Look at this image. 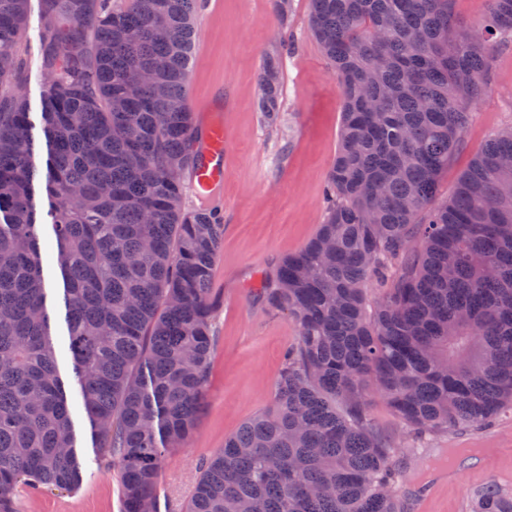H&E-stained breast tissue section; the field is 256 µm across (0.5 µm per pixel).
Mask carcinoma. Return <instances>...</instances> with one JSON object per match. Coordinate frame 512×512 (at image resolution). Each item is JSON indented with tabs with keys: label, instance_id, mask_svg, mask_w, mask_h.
<instances>
[{
	"label": "carcinoma",
	"instance_id": "cac0c4a2",
	"mask_svg": "<svg viewBox=\"0 0 512 512\" xmlns=\"http://www.w3.org/2000/svg\"><path fill=\"white\" fill-rule=\"evenodd\" d=\"M27 0H0V512L78 487L32 187L16 50ZM45 191L68 351L123 512L157 509L159 470L208 392L224 224L187 208L201 130L187 98L198 0H42ZM344 107L325 218L260 283L297 324L271 407L201 465L188 512H400L374 392L414 433L480 426L512 406V129L436 205L464 144L512 0L464 28L453 0H310ZM283 60L263 64L279 111ZM383 295L371 304V282ZM474 512H512L487 485Z\"/></svg>",
	"mask_w": 512,
	"mask_h": 512
}]
</instances>
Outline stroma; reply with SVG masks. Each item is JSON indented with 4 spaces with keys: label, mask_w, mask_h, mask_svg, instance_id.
<instances>
[{
    "label": "stroma",
    "mask_w": 512,
    "mask_h": 512,
    "mask_svg": "<svg viewBox=\"0 0 512 512\" xmlns=\"http://www.w3.org/2000/svg\"><path fill=\"white\" fill-rule=\"evenodd\" d=\"M309 0H291L286 16L273 0H211L196 17L188 99L198 108L224 103V235L212 280L219 307L216 342L206 404L188 447L166 458L157 484L159 512H185L200 477V464L224 446L246 420L271 403L284 355L299 340L297 324L270 309L257 284L288 254L299 250L324 217L325 177L338 148L343 100L337 76L309 26ZM42 0H28L21 51L30 74L21 85L33 129V162L47 169L40 127L43 78L39 72L43 36ZM282 56V98L276 120L258 107V73L265 59ZM464 146L439 182L436 203L453 194L461 173L486 142L512 127V44L492 56L488 91L471 107ZM41 215L40 246L51 335L59 374L69 396L83 480L68 493L44 492L22 498L19 512H123L118 471L94 448L82 411L68 352L66 309L60 272L49 253L54 245L52 218L43 180L34 183ZM367 419L373 434L392 450L402 479L400 501H407L414 479L428 470H445L452 448H490L492 463L512 467V410L504 409L488 427L451 428L417 440L379 396H370ZM483 471L472 470L439 482L428 512H471L486 487Z\"/></svg>",
    "instance_id": "1"
}]
</instances>
